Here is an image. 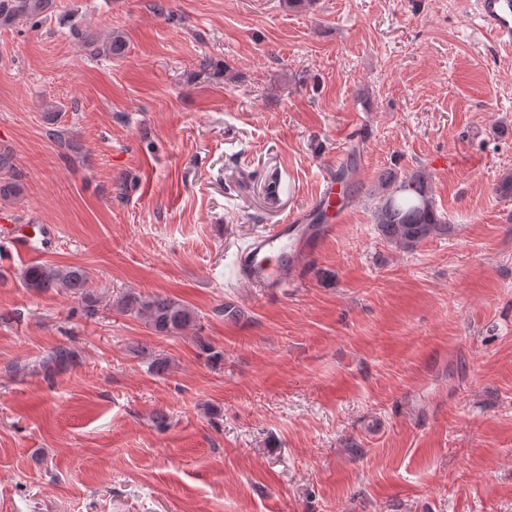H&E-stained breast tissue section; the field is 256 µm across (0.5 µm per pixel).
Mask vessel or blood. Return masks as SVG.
Wrapping results in <instances>:
<instances>
[{
	"mask_svg": "<svg viewBox=\"0 0 512 512\" xmlns=\"http://www.w3.org/2000/svg\"><path fill=\"white\" fill-rule=\"evenodd\" d=\"M473 4L490 38L512 50V0H473ZM334 230L332 219L310 224L305 214H294L287 223L255 238L246 250L237 254V273L270 295L281 294L303 274V259Z\"/></svg>",
	"mask_w": 512,
	"mask_h": 512,
	"instance_id": "obj_1",
	"label": "vessel or blood"
}]
</instances>
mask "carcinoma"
<instances>
[{
	"label": "carcinoma",
	"instance_id": "obj_1",
	"mask_svg": "<svg viewBox=\"0 0 512 512\" xmlns=\"http://www.w3.org/2000/svg\"><path fill=\"white\" fill-rule=\"evenodd\" d=\"M53 6V0H0V28L16 27L44 16ZM94 56H112L121 53L123 40L112 34L102 42L89 45ZM21 192L19 175L12 156L0 152V200L8 201ZM373 198L374 222L379 235L400 250L411 251L423 241L448 234L449 222L439 212L429 175L414 171L400 175L392 168L377 175ZM88 272L81 266H55L36 264L25 268L21 285L40 293L60 288L80 298L86 311L93 310L100 298L87 292ZM122 309L135 312L158 335H169L190 326L197 313L188 305L164 295L139 296L128 294L118 301ZM77 357L69 345H60L38 364L46 378H52Z\"/></svg>",
	"mask_w": 512,
	"mask_h": 512
}]
</instances>
